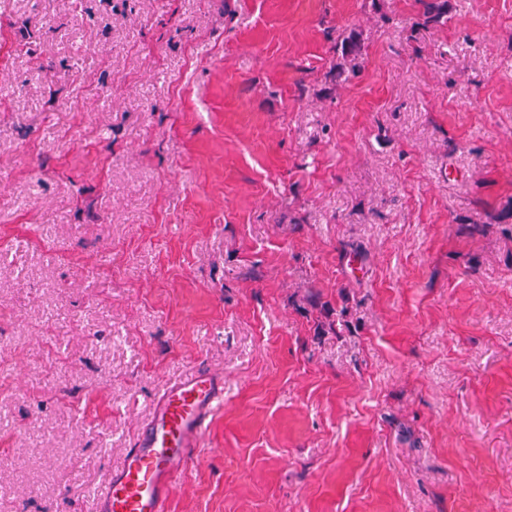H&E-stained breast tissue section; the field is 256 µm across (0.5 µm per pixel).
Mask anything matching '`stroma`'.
<instances>
[{"label": "stroma", "instance_id": "obj_1", "mask_svg": "<svg viewBox=\"0 0 512 512\" xmlns=\"http://www.w3.org/2000/svg\"><path fill=\"white\" fill-rule=\"evenodd\" d=\"M0 87V512L196 370L168 512H512V0H0Z\"/></svg>", "mask_w": 512, "mask_h": 512}]
</instances>
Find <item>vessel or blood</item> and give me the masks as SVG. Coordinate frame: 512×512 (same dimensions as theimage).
I'll use <instances>...</instances> for the list:
<instances>
[{
  "instance_id": "obj_1",
  "label": "vessel or blood",
  "mask_w": 512,
  "mask_h": 512,
  "mask_svg": "<svg viewBox=\"0 0 512 512\" xmlns=\"http://www.w3.org/2000/svg\"><path fill=\"white\" fill-rule=\"evenodd\" d=\"M223 398L224 379L216 374L197 371L168 385L123 462L94 494L92 512H167Z\"/></svg>"
}]
</instances>
